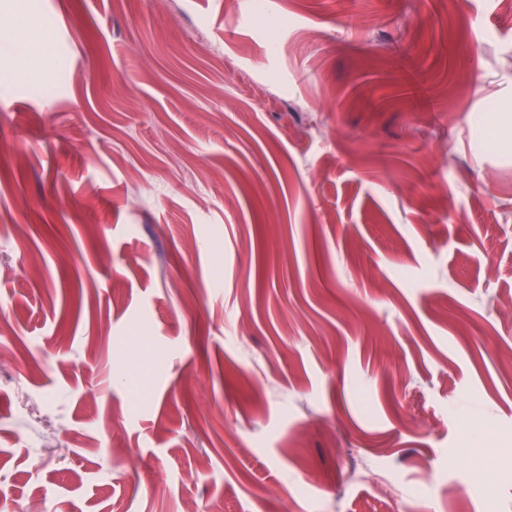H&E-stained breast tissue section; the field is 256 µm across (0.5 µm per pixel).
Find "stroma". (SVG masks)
Wrapping results in <instances>:
<instances>
[{
    "label": "stroma",
    "mask_w": 512,
    "mask_h": 512,
    "mask_svg": "<svg viewBox=\"0 0 512 512\" xmlns=\"http://www.w3.org/2000/svg\"><path fill=\"white\" fill-rule=\"evenodd\" d=\"M266 7L0 0V512H512V0Z\"/></svg>",
    "instance_id": "1"
}]
</instances>
